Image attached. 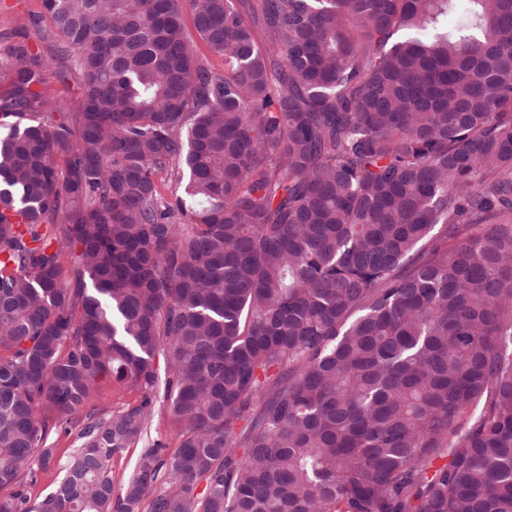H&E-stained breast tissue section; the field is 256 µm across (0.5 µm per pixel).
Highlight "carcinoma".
<instances>
[{
	"label": "carcinoma",
	"mask_w": 512,
	"mask_h": 512,
	"mask_svg": "<svg viewBox=\"0 0 512 512\" xmlns=\"http://www.w3.org/2000/svg\"><path fill=\"white\" fill-rule=\"evenodd\" d=\"M42 6L81 95L11 50L0 512H512V0ZM137 394L115 385L104 387L101 394L93 397L88 406L105 408L112 413L121 411L127 403L135 400ZM150 433L152 439L160 440L161 442L167 444L169 448L176 446L177 440L170 423L168 410L165 408V406H162L156 410L152 420ZM51 441L55 448V457L60 463L68 461L74 453L75 448L79 445L76 441V430L71 429L68 432L64 430L52 435ZM139 449L129 448L121 454L112 458L111 470L114 482L118 484L123 478L127 477L132 471Z\"/></svg>",
	"instance_id": "carcinoma-1"
}]
</instances>
